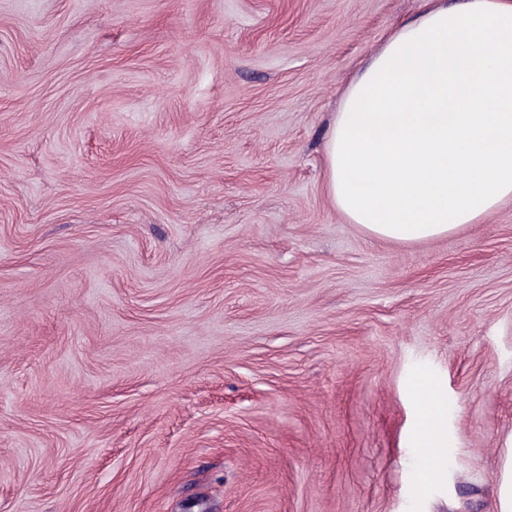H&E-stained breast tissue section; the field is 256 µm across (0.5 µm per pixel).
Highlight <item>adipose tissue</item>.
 Instances as JSON below:
<instances>
[{
    "label": "adipose tissue",
    "mask_w": 512,
    "mask_h": 512,
    "mask_svg": "<svg viewBox=\"0 0 512 512\" xmlns=\"http://www.w3.org/2000/svg\"><path fill=\"white\" fill-rule=\"evenodd\" d=\"M328 193L387 240L438 238L512 198V0H428L349 80L324 147ZM417 442L439 457L445 404Z\"/></svg>",
    "instance_id": "obj_1"
}]
</instances>
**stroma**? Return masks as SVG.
<instances>
[{
	"label": "stroma",
	"mask_w": 512,
	"mask_h": 512,
	"mask_svg": "<svg viewBox=\"0 0 512 512\" xmlns=\"http://www.w3.org/2000/svg\"><path fill=\"white\" fill-rule=\"evenodd\" d=\"M423 5L0 0V512H504L512 199L395 243L324 180ZM419 395L421 400L427 403L429 411L419 427L417 443L430 457L437 459L441 448L448 446L442 428L445 404L439 395L436 382L431 379L421 384Z\"/></svg>",
	"instance_id": "35a3bbf8"
}]
</instances>
